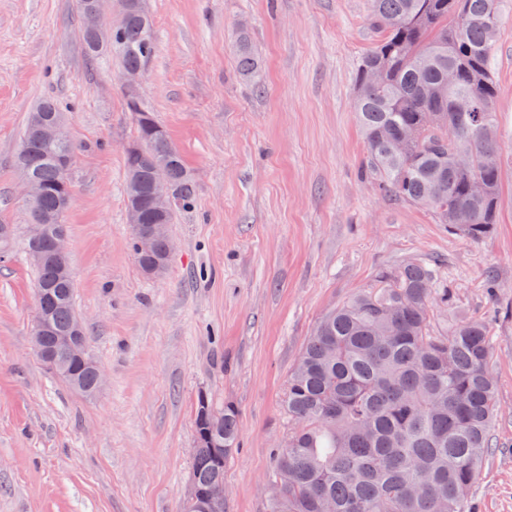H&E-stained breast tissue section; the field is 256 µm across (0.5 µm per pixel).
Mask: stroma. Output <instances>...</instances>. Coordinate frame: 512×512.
<instances>
[{
    "mask_svg": "<svg viewBox=\"0 0 512 512\" xmlns=\"http://www.w3.org/2000/svg\"><path fill=\"white\" fill-rule=\"evenodd\" d=\"M158 49L148 106L195 178L164 275L130 246L124 150L136 125L112 56L88 63L76 0H0V224L28 225L14 156L51 97L77 151L65 214L75 305L104 373L87 396L31 343L35 277L22 246L0 262V512H183L195 403L238 410L224 512H270L290 425L288 376L320 318L377 275L432 259L447 285L435 332L483 322L498 413L472 488L476 512H512V0L491 58L502 147L499 222L466 241L428 210L383 197L353 119L358 63L379 39L371 0H148ZM247 29L262 87L239 75Z\"/></svg>",
    "mask_w": 512,
    "mask_h": 512,
    "instance_id": "1",
    "label": "stroma"
}]
</instances>
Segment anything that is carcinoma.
<instances>
[{
    "label": "carcinoma",
    "instance_id": "obj_1",
    "mask_svg": "<svg viewBox=\"0 0 512 512\" xmlns=\"http://www.w3.org/2000/svg\"><path fill=\"white\" fill-rule=\"evenodd\" d=\"M502 0H371L380 39L362 57L353 112L366 146L365 172L387 197L431 211L438 223L471 243L497 223L501 146L494 112L496 82L490 67L502 23ZM85 54L98 60L115 52L122 71L145 69L156 51L150 13H136L100 43L81 29ZM237 62L251 81L261 68L246 29L236 36ZM382 78L374 83L370 72ZM136 121L142 154L124 155L125 205L137 203L139 230L131 244L139 268L162 275L171 256L161 236L151 257L138 250L139 233L175 223L195 203V181L179 150L138 92L123 90ZM459 101L468 103L464 112ZM64 118L45 100L29 112L16 154L19 171L45 194L29 204L25 250L46 241L43 229L67 231L69 173L57 156L75 153L72 141L48 142L34 118ZM174 185L172 207L159 214L151 185L159 175ZM480 181L481 196L471 192ZM36 290L58 330L74 310V279L52 263L35 267ZM448 307V289L435 265L407 262L379 275L315 326L288 377L284 410L291 422L275 455L273 482L282 486L271 512H471L472 488L489 451L496 417L491 346L482 323L456 322L445 334L430 328L432 309ZM75 372L58 374L71 388L96 392L94 368L65 354ZM223 419L216 425L213 414ZM238 414L200 393L195 407L192 477L201 489L224 480L218 448H234Z\"/></svg>",
    "mask_w": 512,
    "mask_h": 512
}]
</instances>
